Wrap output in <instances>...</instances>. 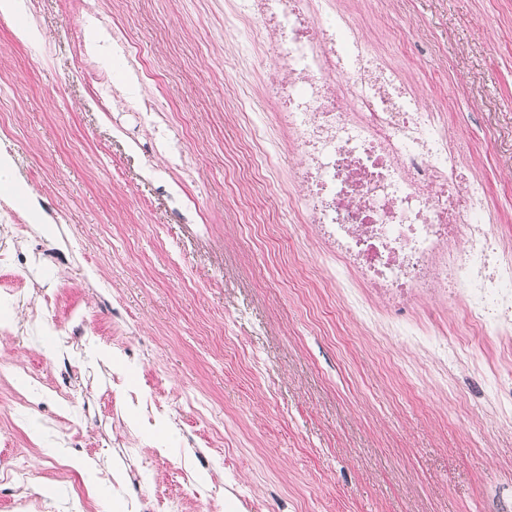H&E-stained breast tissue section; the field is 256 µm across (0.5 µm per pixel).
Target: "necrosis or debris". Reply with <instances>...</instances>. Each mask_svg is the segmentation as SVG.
Returning a JSON list of instances; mask_svg holds the SVG:
<instances>
[{
  "mask_svg": "<svg viewBox=\"0 0 512 512\" xmlns=\"http://www.w3.org/2000/svg\"><path fill=\"white\" fill-rule=\"evenodd\" d=\"M252 23L272 69L266 92L276 128L254 133L264 158L287 133L299 160L291 201L323 258L322 270L363 323L373 311L391 334L422 347L403 324L418 302L462 309L473 330H496L492 394L512 419V250L489 225L488 191L448 141L445 117L427 109L331 0H233L228 26ZM81 72L103 105L152 113L115 97L97 50ZM367 290L374 301L358 297Z\"/></svg>",
  "mask_w": 512,
  "mask_h": 512,
  "instance_id": "obj_1",
  "label": "necrosis or debris"
}]
</instances>
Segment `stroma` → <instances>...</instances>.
Wrapping results in <instances>:
<instances>
[{
  "instance_id": "stroma-1",
  "label": "stroma",
  "mask_w": 512,
  "mask_h": 512,
  "mask_svg": "<svg viewBox=\"0 0 512 512\" xmlns=\"http://www.w3.org/2000/svg\"><path fill=\"white\" fill-rule=\"evenodd\" d=\"M138 50L162 65L136 89L110 56L115 90L132 91L188 130L187 173L152 157L137 113L105 110L80 75V42L98 31L75 0H37L0 16V111L11 173L27 201L0 223V250L38 251L0 268V458L26 462L0 484V512H61L57 491L125 502L175 493L178 512H499L512 503V421L481 374L498 346L447 308L458 354L440 359L360 323L324 279L289 205L297 154L281 142L266 170L252 124L275 123L270 64L239 55L230 0H97ZM356 31L442 112L461 163L488 186L493 228L512 248V0H333ZM38 39L23 41L18 28ZM57 228L44 237L39 225ZM55 306L36 334L17 325ZM84 334L61 376L49 345L71 316ZM122 375L165 405L166 434L113 408L100 386ZM118 413L142 450L139 489L103 485L118 463L105 420ZM218 484L215 505L176 483Z\"/></svg>"
}]
</instances>
